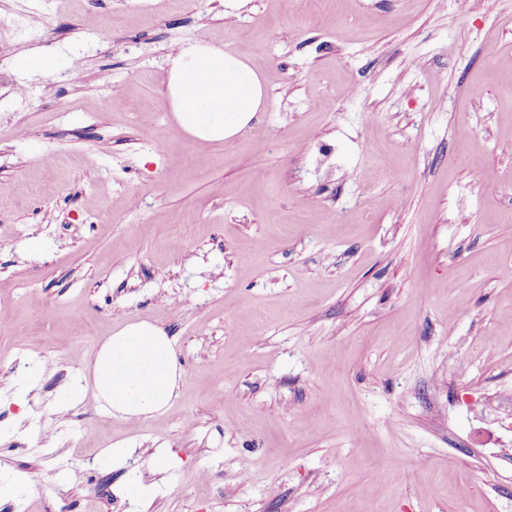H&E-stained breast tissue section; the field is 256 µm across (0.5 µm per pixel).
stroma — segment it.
<instances>
[{
	"instance_id": "1",
	"label": "stroma",
	"mask_w": 512,
	"mask_h": 512,
	"mask_svg": "<svg viewBox=\"0 0 512 512\" xmlns=\"http://www.w3.org/2000/svg\"><path fill=\"white\" fill-rule=\"evenodd\" d=\"M198 42L267 82L234 144L172 123ZM510 69L512 0H0V512H512ZM139 321L169 408H61Z\"/></svg>"
}]
</instances>
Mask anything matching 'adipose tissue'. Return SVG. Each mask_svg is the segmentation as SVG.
Returning a JSON list of instances; mask_svg holds the SVG:
<instances>
[{"mask_svg": "<svg viewBox=\"0 0 512 512\" xmlns=\"http://www.w3.org/2000/svg\"><path fill=\"white\" fill-rule=\"evenodd\" d=\"M267 98L264 77L247 54L203 43L169 57V109L177 127L196 142H235ZM89 370L90 386L73 385L67 402L90 396L125 421L166 410L182 383L171 338L144 321L125 324L106 337Z\"/></svg>", "mask_w": 512, "mask_h": 512, "instance_id": "1", "label": "adipose tissue"}]
</instances>
